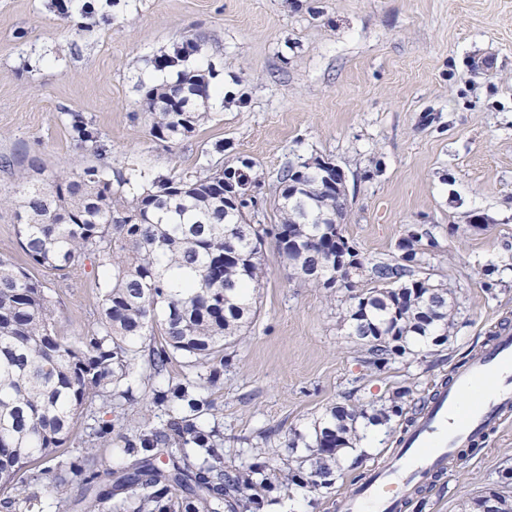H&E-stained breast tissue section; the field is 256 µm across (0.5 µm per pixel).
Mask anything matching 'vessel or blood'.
Listing matches in <instances>:
<instances>
[{"label":"vessel or blood","instance_id":"obj_1","mask_svg":"<svg viewBox=\"0 0 512 512\" xmlns=\"http://www.w3.org/2000/svg\"><path fill=\"white\" fill-rule=\"evenodd\" d=\"M512 410V334L495 337L440 388L370 482L355 486L336 512H404L422 484L446 472L449 461L498 428Z\"/></svg>","mask_w":512,"mask_h":512}]
</instances>
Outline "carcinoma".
Wrapping results in <instances>:
<instances>
[{
    "label": "carcinoma",
    "mask_w": 512,
    "mask_h": 512,
    "mask_svg": "<svg viewBox=\"0 0 512 512\" xmlns=\"http://www.w3.org/2000/svg\"><path fill=\"white\" fill-rule=\"evenodd\" d=\"M96 0H85L82 14L95 24H112V13ZM191 39L167 55L162 69L177 71L172 84L145 88L152 134L176 142L210 118L205 100L218 94L211 87L213 69L188 67L197 53ZM72 127L84 144L94 147L98 163H75L37 179L25 172L16 178L13 197L17 236L26 259L63 281L82 272L94 259L110 281L98 299L96 326L75 343L56 330L57 300L28 269L0 258V508L14 512L18 497L32 502L31 474L69 441L77 415L97 397L131 400L119 387L138 359L147 357L149 374L159 375L178 358L203 368L216 382L224 368V350L244 338L257 307L250 288L267 274L261 256L267 238L276 240L294 274L316 288L336 287V267L326 264L335 252L333 238L313 248L310 239L333 228L336 195L324 190L321 175L300 163L280 175L275 200L279 222L251 223L252 203L237 198L224 182V169L180 177L112 173L96 128L75 115ZM425 232L412 229L399 244L393 261L364 264L344 243L351 258L341 283L351 304L341 322L366 348L367 363L377 369L406 354L414 343L442 328L451 335L448 289L416 278ZM365 275L372 288H357ZM159 336L163 343L144 351L142 340ZM406 387L396 389L379 409L352 404L335 408L315 428L308 467L320 487L334 484L341 453L354 449L362 429L384 425L406 410ZM112 423L91 428L78 468L89 473L85 512H104L107 498L92 492L97 478V449L105 446ZM142 448L180 449L193 444L203 450L199 467L188 455L169 454L164 467L145 455L118 477V487L135 501L133 512H250L270 489L261 466L224 468L221 443L187 416L176 417L170 433L143 432ZM303 462L288 465L281 486L290 490L308 483ZM190 482L198 491L190 498L173 489Z\"/></svg>",
    "instance_id": "carcinoma-1"
}]
</instances>
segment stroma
Returning <instances> with one entry per match:
<instances>
[{"instance_id":"1","label":"stroma","mask_w":512,"mask_h":512,"mask_svg":"<svg viewBox=\"0 0 512 512\" xmlns=\"http://www.w3.org/2000/svg\"><path fill=\"white\" fill-rule=\"evenodd\" d=\"M188 39L200 45L191 65L213 67L221 94L206 123L164 142L151 133L141 87L162 78L155 57ZM70 112L94 124L113 171L126 175L245 160L272 200L286 163L331 160L345 174L343 233L360 259H395L411 225L428 231L417 274L448 288L455 329L416 358L371 369L341 322L348 291L302 283L267 239L259 313L226 350L217 384L178 362L147 382V363L137 362L127 379L137 405H86L59 458L65 482L37 475L34 508L18 512H84L86 475L70 464L103 421L113 424L112 445L98 451L96 485L110 494L108 512H129L114 488L133 460L123 444L168 430L180 411L158 396L179 385L201 400L193 420L216 432L226 465L261 464L272 490L255 512H336L404 426L368 427L356 445L363 462L342 457L332 487L281 489L283 470L306 456L330 410L351 399L378 407L399 387L423 403L495 332H512V0H116L111 25L79 34L48 0H0V194L24 170L95 163ZM33 274L59 300V335L77 341L98 317L102 269L86 261L84 276L66 284L42 268ZM491 491L512 499V416L406 512H466Z\"/></svg>"}]
</instances>
